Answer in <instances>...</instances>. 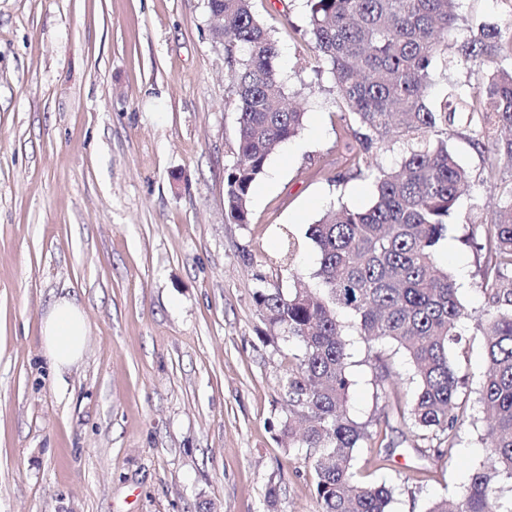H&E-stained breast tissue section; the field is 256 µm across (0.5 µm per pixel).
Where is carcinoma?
<instances>
[{"label":"carcinoma","instance_id":"carcinoma-1","mask_svg":"<svg viewBox=\"0 0 512 512\" xmlns=\"http://www.w3.org/2000/svg\"><path fill=\"white\" fill-rule=\"evenodd\" d=\"M457 0H306L313 52L332 74L341 119L355 144L345 161L375 183L363 209L338 205L311 225L320 255V290L259 288L255 304L275 335L302 354L282 382L290 415L280 423L288 448L312 458L319 512H391L393 488L356 481L353 453L373 440L368 424L347 411L351 380L340 314L356 321L368 342L403 349L417 379L407 416L414 437L453 447L464 412L465 379L450 358L469 318L436 246L468 171L448 150L465 123L473 144L498 161L512 160V66L501 65L500 27L480 22L453 54L447 35L457 25ZM209 17L224 14L225 60L235 83L238 160L226 169V206L236 224L250 219V192L270 155L295 136L304 113L288 106L278 48L254 0H207ZM466 65L485 70L470 92L449 84L427 100L433 72ZM402 146L398 169L372 167L373 150ZM470 246L482 258L484 318L478 322L488 367L479 402L488 418L485 461L463 496L429 512H512L498 484L512 483V182L484 234Z\"/></svg>","mask_w":512,"mask_h":512}]
</instances>
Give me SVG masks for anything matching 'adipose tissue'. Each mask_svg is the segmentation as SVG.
Here are the masks:
<instances>
[{
	"label": "adipose tissue",
	"mask_w": 512,
	"mask_h": 512,
	"mask_svg": "<svg viewBox=\"0 0 512 512\" xmlns=\"http://www.w3.org/2000/svg\"><path fill=\"white\" fill-rule=\"evenodd\" d=\"M88 323L82 308L73 300L59 299L43 321L45 351L57 369L78 363L85 351Z\"/></svg>",
	"instance_id": "adipose-tissue-1"
}]
</instances>
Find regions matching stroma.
<instances>
[{
  "mask_svg": "<svg viewBox=\"0 0 512 512\" xmlns=\"http://www.w3.org/2000/svg\"><path fill=\"white\" fill-rule=\"evenodd\" d=\"M254 6L305 117L256 181L249 223L234 224L235 84L205 0H0V512H196L204 500L268 512L272 489L278 512H318L311 463L279 432L301 349L271 336L254 293L318 288L310 225L340 203L369 206L375 187L345 166L349 135L303 0ZM458 14L452 43L478 21L512 25L502 0H459ZM448 145L471 174L437 247L470 314L452 354L470 411L450 452L413 450L397 416L412 364L342 317L348 409L396 447L362 445L353 470L393 487L392 512L458 498L487 446L484 298L465 239L493 219L512 168L489 169L464 127ZM62 297L90 334L82 361L59 372L42 320Z\"/></svg>",
  "mask_w": 512,
  "mask_h": 512,
  "instance_id": "35a3bbf8",
  "label": "stroma"
}]
</instances>
